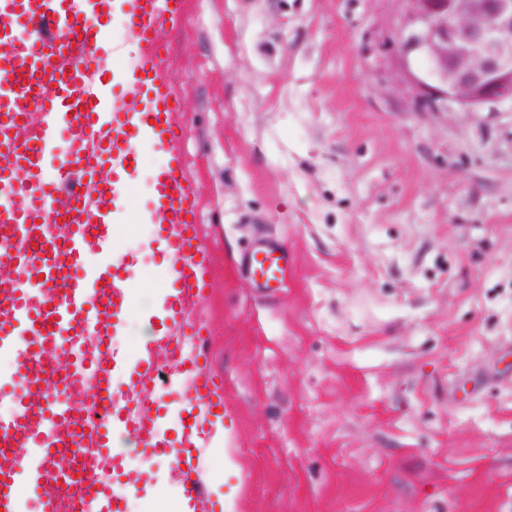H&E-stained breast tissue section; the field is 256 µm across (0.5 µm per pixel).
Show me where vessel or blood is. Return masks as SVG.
<instances>
[{"label":"vessel or blood","instance_id":"obj_1","mask_svg":"<svg viewBox=\"0 0 512 512\" xmlns=\"http://www.w3.org/2000/svg\"><path fill=\"white\" fill-rule=\"evenodd\" d=\"M184 0H0V379L15 408L0 421V512H61L73 468L83 473L77 512H118L126 492L152 479L124 469L112 434L145 455H175L172 474L194 512H215L202 475L212 428L223 420L224 378L209 367L211 252L197 232L195 190L184 175L182 100L163 76L167 26ZM122 15L139 51L120 77L100 57L111 17ZM160 155L149 218L165 267L164 316L145 348L115 342L134 301L132 257L118 228L135 201L132 170ZM256 287H281L282 245L243 260ZM182 398V423L158 428L159 388Z\"/></svg>","mask_w":512,"mask_h":512}]
</instances>
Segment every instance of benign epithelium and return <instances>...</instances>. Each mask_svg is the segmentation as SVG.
<instances>
[{
    "label": "benign epithelium",
    "mask_w": 512,
    "mask_h": 512,
    "mask_svg": "<svg viewBox=\"0 0 512 512\" xmlns=\"http://www.w3.org/2000/svg\"><path fill=\"white\" fill-rule=\"evenodd\" d=\"M400 39L424 64L432 109L512 110V0H407Z\"/></svg>",
    "instance_id": "7a95c632"
}]
</instances>
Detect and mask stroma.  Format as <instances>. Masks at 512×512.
<instances>
[{
    "label": "stroma",
    "mask_w": 512,
    "mask_h": 512,
    "mask_svg": "<svg viewBox=\"0 0 512 512\" xmlns=\"http://www.w3.org/2000/svg\"><path fill=\"white\" fill-rule=\"evenodd\" d=\"M219 512H512V112L419 107L405 0H185ZM135 350L163 259L125 224ZM282 243L263 292L242 259ZM232 457L238 468L224 467Z\"/></svg>",
    "instance_id": "35a3bbf8"
}]
</instances>
